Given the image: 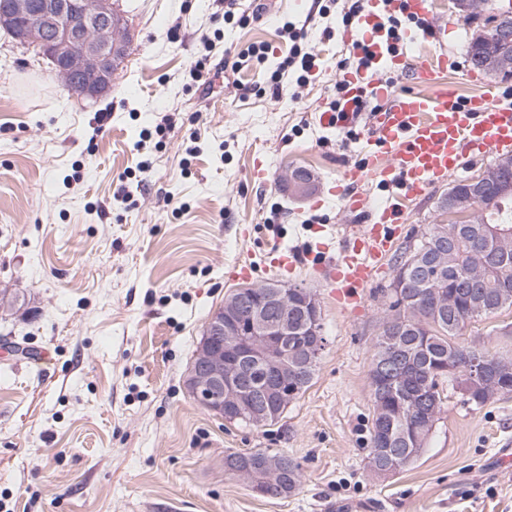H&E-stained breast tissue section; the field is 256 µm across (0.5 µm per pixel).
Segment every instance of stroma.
Instances as JSON below:
<instances>
[{
  "instance_id": "stroma-1",
  "label": "stroma",
  "mask_w": 512,
  "mask_h": 512,
  "mask_svg": "<svg viewBox=\"0 0 512 512\" xmlns=\"http://www.w3.org/2000/svg\"><path fill=\"white\" fill-rule=\"evenodd\" d=\"M131 44L111 90L68 93L48 60L0 29V290L23 298L0 313V512H512V394L465 403L451 384L428 444L385 477L367 467L374 342L391 317L396 267L442 223L447 185L414 202L409 222L359 311L341 310L312 268V245L356 223L328 190L361 158L357 135L323 127L348 47L324 37L321 0H240L260 19L223 20L224 0H114ZM453 65L440 84L467 97L457 73L478 17L433 0ZM302 28L320 64L304 84L264 87L281 53V18ZM222 31L206 82L190 71L203 38ZM243 69H233L237 58ZM110 113L106 125L97 117ZM170 117L151 176L132 173L142 129ZM197 135L198 158L185 143ZM266 182L251 181L255 162ZM313 175L296 199L285 173ZM127 186L132 208L114 195ZM278 223H268L271 208ZM293 250V273L259 271L318 298L325 347L306 391L277 423L216 417L185 379L208 318L235 290L228 276L269 248ZM461 343L512 359V308L473 321ZM273 448L301 466L285 498L255 495L224 469L230 452Z\"/></svg>"
}]
</instances>
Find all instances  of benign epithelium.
<instances>
[{
  "instance_id": "1",
  "label": "benign epithelium",
  "mask_w": 512,
  "mask_h": 512,
  "mask_svg": "<svg viewBox=\"0 0 512 512\" xmlns=\"http://www.w3.org/2000/svg\"><path fill=\"white\" fill-rule=\"evenodd\" d=\"M0 25L21 43L39 48L63 83L80 80L81 94L86 96L106 92L126 56V23L112 0H0ZM467 55L493 77L512 79L511 9L489 12L471 39ZM455 186L442 197L439 209L448 214L473 213V223L480 225L481 234L493 236L498 251L511 252L512 234L491 233L482 206L488 198L497 203L512 198V155L500 156L481 174L459 179ZM429 260L438 267L448 266V235L434 238ZM302 308L309 312L311 324L320 321L319 302L308 289L270 282L242 287L230 295L204 326L186 379L189 393L228 422L244 418L262 424L275 408L288 406L292 397L285 388L288 320ZM323 347L324 341L319 339L303 344L301 357L312 365ZM404 361L399 343L391 342L377 367V385L384 388L390 384ZM484 366L485 359L477 357L462 366L448 365V372L461 374L468 386L481 390L490 400L500 388L485 374ZM224 464L243 475L267 474L266 482L249 483L251 491L262 497L268 496L269 485H288V461L283 458L230 456Z\"/></svg>"
}]
</instances>
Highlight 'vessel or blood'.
Instances as JSON below:
<instances>
[{"label":"vessel or blood","instance_id":"obj_1","mask_svg":"<svg viewBox=\"0 0 512 512\" xmlns=\"http://www.w3.org/2000/svg\"><path fill=\"white\" fill-rule=\"evenodd\" d=\"M373 11L347 29L343 39L355 51L373 53L377 65L393 75L409 76L396 87L363 75L348 74L336 111L324 112V127L354 129L367 103L380 101L369 130L363 133L362 158L347 169L331 193L344 212L361 214L348 225L340 244L323 243L316 269L327 279L342 309H359L375 273L403 234L410 201L427 196L445 183L465 160L476 154L512 151V102L495 84L468 99L449 92L431 97L417 92L448 68L447 55L410 58L418 42H441L447 30L433 21L431 0H372ZM399 13L408 26L398 39L388 38L382 16ZM379 180L386 194L369 204L358 190Z\"/></svg>","mask_w":512,"mask_h":512}]
</instances>
